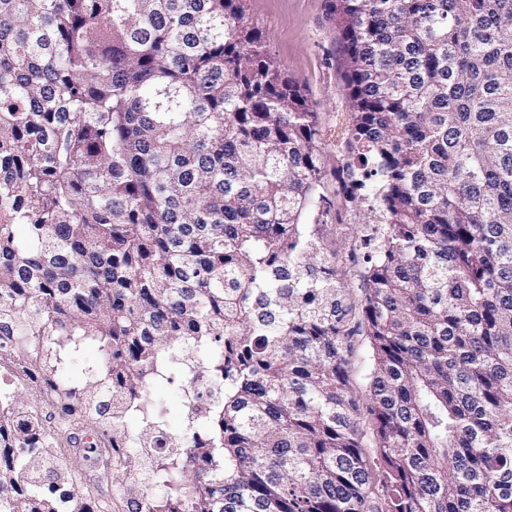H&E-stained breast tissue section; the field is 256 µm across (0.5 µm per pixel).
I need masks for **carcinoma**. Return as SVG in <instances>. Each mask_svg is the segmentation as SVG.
<instances>
[{
  "mask_svg": "<svg viewBox=\"0 0 512 512\" xmlns=\"http://www.w3.org/2000/svg\"><path fill=\"white\" fill-rule=\"evenodd\" d=\"M332 11L356 307L303 223L318 115L244 0H0V324L51 350L39 386L108 433L114 487L45 483L50 436L0 387V512H512V0ZM194 377L205 411L148 452L153 382ZM353 344V352L350 357L349 380L353 392L360 400V403H362L368 381L367 376L371 369V352L366 336H355ZM103 359V353L96 345L84 346L59 369V377L69 385H82L85 379V368L101 363Z\"/></svg>",
  "mask_w": 512,
  "mask_h": 512,
  "instance_id": "carcinoma-1",
  "label": "carcinoma"
}]
</instances>
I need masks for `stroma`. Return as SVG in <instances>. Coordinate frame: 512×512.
Here are the masks:
<instances>
[{
    "label": "stroma",
    "instance_id": "35a3bbf8",
    "mask_svg": "<svg viewBox=\"0 0 512 512\" xmlns=\"http://www.w3.org/2000/svg\"><path fill=\"white\" fill-rule=\"evenodd\" d=\"M331 0H246L245 7L260 32L268 54L294 77L312 102L318 119L328 132L323 149L327 172L323 193L325 202L308 213L306 223L325 226L331 237L346 243L347 249L336 266L340 279L358 285L363 250L357 238L362 216L346 203L338 191L333 174L341 148L334 133L349 105L342 81V53L336 22L331 14ZM9 387L25 399L38 414L45 428H61L59 402L47 393L32 387L25 376L9 378ZM149 396L165 414V430L180 436L188 411L187 398L181 382L157 380Z\"/></svg>",
    "mask_w": 512,
    "mask_h": 512
}]
</instances>
